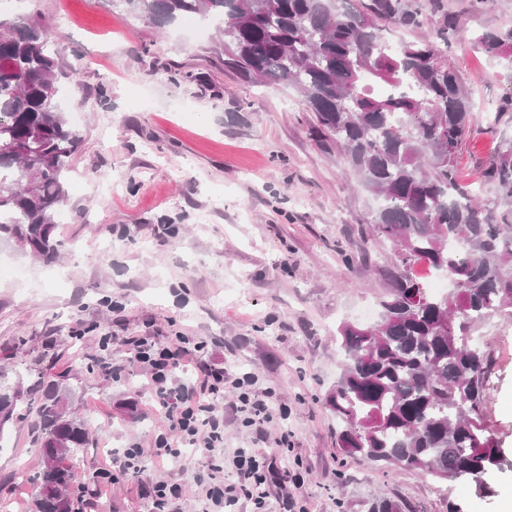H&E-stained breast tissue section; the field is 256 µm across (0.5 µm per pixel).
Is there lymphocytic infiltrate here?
Instances as JSON below:
<instances>
[{
    "label": "lymphocytic infiltrate",
    "instance_id": "f902f5d3",
    "mask_svg": "<svg viewBox=\"0 0 512 512\" xmlns=\"http://www.w3.org/2000/svg\"><path fill=\"white\" fill-rule=\"evenodd\" d=\"M133 346L135 359L149 370L158 402L168 419L167 429L153 440L156 456L172 457L179 447L203 445L207 450V470L201 484L206 500L223 512L244 498L252 502L253 512H264L270 469L266 457L224 445V416L213 404L214 397L224 392L223 373L213 370L205 373L202 382L177 387L173 378L185 366L190 356L188 349L139 339L134 340ZM229 466L237 476L231 483L224 480Z\"/></svg>",
    "mask_w": 512,
    "mask_h": 512
}]
</instances>
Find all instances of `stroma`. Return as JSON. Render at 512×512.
Listing matches in <instances>:
<instances>
[{
  "mask_svg": "<svg viewBox=\"0 0 512 512\" xmlns=\"http://www.w3.org/2000/svg\"><path fill=\"white\" fill-rule=\"evenodd\" d=\"M410 2L420 27L385 37L395 47L430 36L458 72L474 103L459 180L496 210L487 175L500 138L490 126L512 79L468 37L512 26V0ZM36 14L63 67L80 72L81 92L60 94L59 104L81 114L83 143L57 259L0 244L24 272L0 279V370L23 392L0 433V512L34 510L40 380L58 375L91 432L69 490L79 512H151L159 482L181 486L182 512H207L205 451L154 457L167 422L127 345L178 336L197 344L201 367L224 373L216 405L226 446L268 455L266 512H285L290 494L312 512H366L378 495L403 512H500L512 490V317L491 315L472 332L498 361L487 421L504 455L484 487L347 454L326 405L343 361L339 330L376 321L398 271L391 245L371 235L379 199L349 175L335 143L313 134L297 91L248 81L228 65L216 26L199 33L180 19L160 31L111 0H0L1 17ZM447 14L462 30L445 41ZM107 240L116 248L106 254ZM246 373L271 407L257 428L235 412ZM132 447L143 452V473L119 471L97 486L98 464Z\"/></svg>",
  "mask_w": 512,
  "mask_h": 512,
  "instance_id": "stroma-1",
  "label": "stroma"
}]
</instances>
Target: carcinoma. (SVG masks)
<instances>
[{"label":"carcinoma","mask_w":512,"mask_h":512,"mask_svg":"<svg viewBox=\"0 0 512 512\" xmlns=\"http://www.w3.org/2000/svg\"><path fill=\"white\" fill-rule=\"evenodd\" d=\"M165 27L181 16L218 23L228 64L244 78L283 83L314 113L349 169L381 200L373 236L399 263L423 261L454 283L446 295L402 274L378 325L340 329L344 362L327 398L346 429L339 447L370 461L437 479L483 477L503 451L486 423L493 363L471 331L512 308V136L489 173L501 211L492 215L459 183L456 158L473 119L460 78L429 40L395 54L380 22L419 25L406 0H116ZM473 48L512 66V28L476 36ZM388 86L371 96L364 76ZM42 20L0 18V238L46 262L68 199L70 160L82 136L57 106L60 78ZM414 289L426 295L407 304ZM17 388L0 385V431L13 419ZM70 389L52 383L39 407L36 512H73L72 466L89 443L69 411ZM366 512H402L375 496Z\"/></svg>","instance_id":"obj_1"}]
</instances>
